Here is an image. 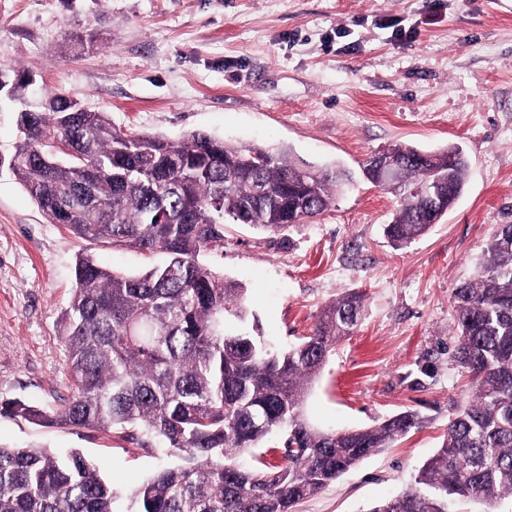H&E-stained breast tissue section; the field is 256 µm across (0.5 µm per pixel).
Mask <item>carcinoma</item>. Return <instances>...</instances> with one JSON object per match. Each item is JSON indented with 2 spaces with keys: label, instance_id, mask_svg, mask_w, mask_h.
<instances>
[{
  "label": "carcinoma",
  "instance_id": "cac0c4a2",
  "mask_svg": "<svg viewBox=\"0 0 512 512\" xmlns=\"http://www.w3.org/2000/svg\"><path fill=\"white\" fill-rule=\"evenodd\" d=\"M28 72L0 67L20 140L8 168L54 224L90 244L125 246L164 259L117 275L91 257L76 263L62 320L71 385L58 416L19 401L0 410L84 429L141 428L186 464L158 471L120 496L76 450L0 446V512H292L363 458L423 427L407 410L362 429H319L303 402L336 344L351 335L363 296L343 295L311 332L274 348L236 332L244 289L204 256L224 247V225L274 235L332 207L341 172L308 170L284 151L192 133L178 141L116 129L107 113L62 91L32 105ZM75 155L59 159L55 144ZM424 168L408 163L384 233L400 248L431 227L465 185L466 158L450 145ZM430 183L432 197L412 189ZM473 279L457 288L451 358L471 378V401L449 419L441 447L415 487L369 512H451L456 500L492 508L512 499V224H499ZM278 433L281 460H265Z\"/></svg>",
  "mask_w": 512,
  "mask_h": 512
}]
</instances>
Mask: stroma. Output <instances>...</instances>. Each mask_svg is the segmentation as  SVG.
I'll list each match as a JSON object with an SVG mask.
<instances>
[{
	"instance_id": "1",
	"label": "stroma",
	"mask_w": 512,
	"mask_h": 512,
	"mask_svg": "<svg viewBox=\"0 0 512 512\" xmlns=\"http://www.w3.org/2000/svg\"><path fill=\"white\" fill-rule=\"evenodd\" d=\"M1 64L28 67L127 133L201 132L345 170L349 184L315 221L282 235L225 225L206 261L244 288L246 327L275 345L362 293L357 327L305 401L311 423L360 428L409 409L426 419L295 512H369L413 486L470 396L448 358L453 293L497 225L512 224V0H0ZM16 119L0 112V403L54 411L69 396L60 332L78 256L121 274L160 257L90 246L50 223L8 168ZM392 144H455L468 161L453 208L401 249L383 234L395 197L363 175ZM0 444L79 449L120 492L177 463L119 429L6 414Z\"/></svg>"
}]
</instances>
